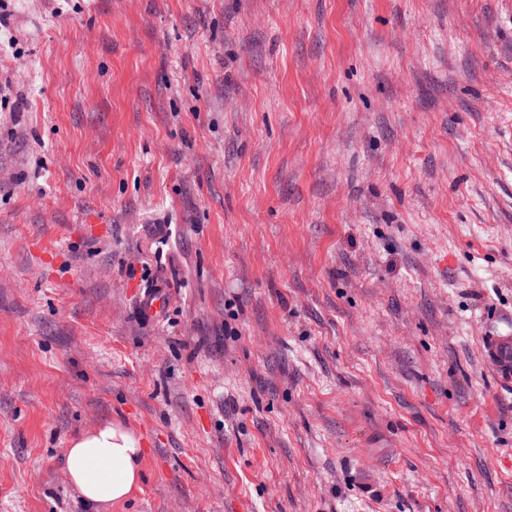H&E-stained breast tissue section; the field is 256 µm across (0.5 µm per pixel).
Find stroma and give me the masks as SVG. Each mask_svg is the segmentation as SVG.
Instances as JSON below:
<instances>
[{"label": "stroma", "mask_w": 512, "mask_h": 512, "mask_svg": "<svg viewBox=\"0 0 512 512\" xmlns=\"http://www.w3.org/2000/svg\"><path fill=\"white\" fill-rule=\"evenodd\" d=\"M0 14V512H512V0ZM169 305V295L157 285L146 288L140 298V308L143 314L152 319L162 317ZM485 349L487 356L495 363L502 376L509 380L512 376L511 341L498 336H487ZM144 456L138 437L105 422L71 439L65 467L69 481L88 506L112 509L139 487Z\"/></svg>", "instance_id": "1"}]
</instances>
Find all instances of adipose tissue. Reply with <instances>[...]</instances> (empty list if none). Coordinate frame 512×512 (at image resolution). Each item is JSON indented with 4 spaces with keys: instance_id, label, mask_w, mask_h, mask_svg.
Listing matches in <instances>:
<instances>
[{
    "instance_id": "1",
    "label": "adipose tissue",
    "mask_w": 512,
    "mask_h": 512,
    "mask_svg": "<svg viewBox=\"0 0 512 512\" xmlns=\"http://www.w3.org/2000/svg\"><path fill=\"white\" fill-rule=\"evenodd\" d=\"M145 451L128 430L109 422L70 441L65 467L83 501L97 512L125 502L142 480Z\"/></svg>"
}]
</instances>
